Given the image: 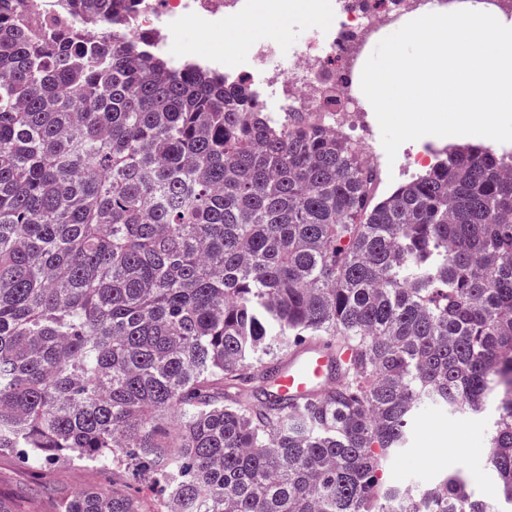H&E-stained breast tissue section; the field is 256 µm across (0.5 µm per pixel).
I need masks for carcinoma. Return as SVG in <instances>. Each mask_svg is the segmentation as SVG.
<instances>
[{
  "label": "carcinoma",
  "instance_id": "1",
  "mask_svg": "<svg viewBox=\"0 0 512 512\" xmlns=\"http://www.w3.org/2000/svg\"><path fill=\"white\" fill-rule=\"evenodd\" d=\"M0 0V452L89 461L54 512H502L512 506V176L453 146L385 195L346 138L128 37L136 0ZM112 33L86 37L82 24ZM354 349L324 393L288 350ZM493 409L497 501L384 485L420 408ZM349 359V351L340 350L337 340L321 338L304 342L288 352L274 374L270 393L292 405L306 401L339 380Z\"/></svg>",
  "mask_w": 512,
  "mask_h": 512
}]
</instances>
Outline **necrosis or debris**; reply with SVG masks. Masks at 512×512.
Here are the masks:
<instances>
[{
    "instance_id": "4bbe7bcc",
    "label": "necrosis or debris",
    "mask_w": 512,
    "mask_h": 512,
    "mask_svg": "<svg viewBox=\"0 0 512 512\" xmlns=\"http://www.w3.org/2000/svg\"><path fill=\"white\" fill-rule=\"evenodd\" d=\"M331 17L324 28H314L305 41L292 42L281 33L241 49L204 57V64L223 69L226 78L250 81L267 111L280 116L317 113L327 128L341 135L359 132L360 152L368 168L385 175L387 162L369 135L363 134L366 112L357 72L366 44L382 29L406 22L438 0H314ZM252 0H139L129 22L133 33L148 32L155 48L178 59L183 55L176 33L184 22L212 32L224 23L253 19Z\"/></svg>"
}]
</instances>
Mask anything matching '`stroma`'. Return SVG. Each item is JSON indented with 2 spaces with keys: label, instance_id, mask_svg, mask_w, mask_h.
<instances>
[{
  "label": "stroma",
  "instance_id": "stroma-1",
  "mask_svg": "<svg viewBox=\"0 0 512 512\" xmlns=\"http://www.w3.org/2000/svg\"><path fill=\"white\" fill-rule=\"evenodd\" d=\"M487 429V419L426 407L412 421L406 445L384 461L383 478L390 485L417 487L458 473L478 495L493 498L496 475L486 461ZM466 453L472 464H461ZM111 484V472L92 464L73 462L38 477L0 452V497L12 500L19 512H53L55 495Z\"/></svg>",
  "mask_w": 512,
  "mask_h": 512
}]
</instances>
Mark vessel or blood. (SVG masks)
I'll return each instance as SVG.
<instances>
[{
  "label": "vessel or blood",
  "mask_w": 512,
  "mask_h": 512,
  "mask_svg": "<svg viewBox=\"0 0 512 512\" xmlns=\"http://www.w3.org/2000/svg\"><path fill=\"white\" fill-rule=\"evenodd\" d=\"M349 359L337 340L321 338L293 348L274 374L272 396L298 405L315 393L324 391L339 380Z\"/></svg>",
  "instance_id": "obj_1"
}]
</instances>
